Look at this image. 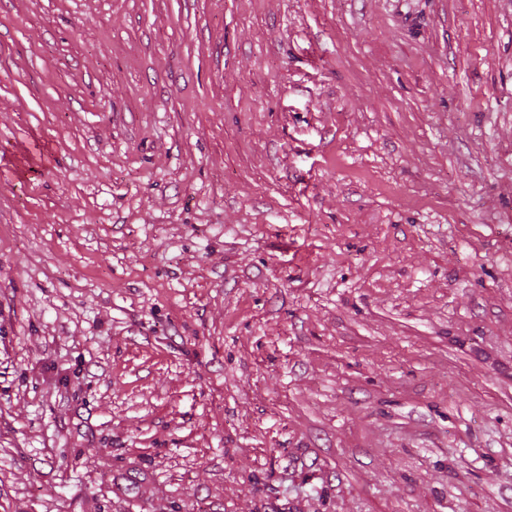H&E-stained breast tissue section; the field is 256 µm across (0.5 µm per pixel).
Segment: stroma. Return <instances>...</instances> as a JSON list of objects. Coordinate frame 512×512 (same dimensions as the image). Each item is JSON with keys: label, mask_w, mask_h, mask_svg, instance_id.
<instances>
[{"label": "stroma", "mask_w": 512, "mask_h": 512, "mask_svg": "<svg viewBox=\"0 0 512 512\" xmlns=\"http://www.w3.org/2000/svg\"><path fill=\"white\" fill-rule=\"evenodd\" d=\"M0 512H512V0H0Z\"/></svg>", "instance_id": "obj_1"}]
</instances>
